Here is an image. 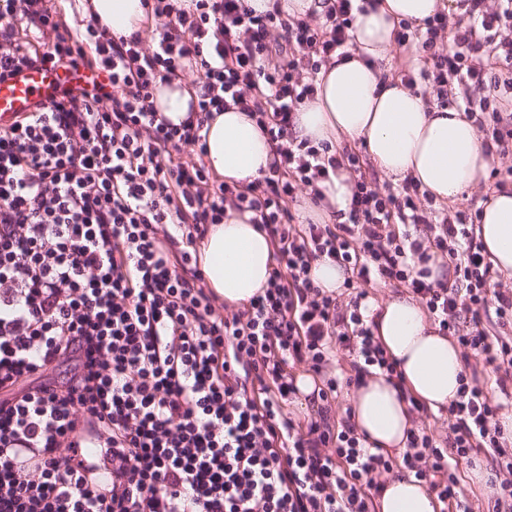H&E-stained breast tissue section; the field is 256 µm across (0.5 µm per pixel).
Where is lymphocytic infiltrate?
<instances>
[{"mask_svg":"<svg viewBox=\"0 0 512 512\" xmlns=\"http://www.w3.org/2000/svg\"><path fill=\"white\" fill-rule=\"evenodd\" d=\"M371 0H324L322 14L255 12L248 0H146L150 37L74 29L55 0H0V78L51 65L105 69L106 83L65 89L0 124V512H376L384 475L403 469L448 512H474L459 470L494 464L487 512H512V442L498 420L512 389V336L489 334L494 305L512 325V287L494 284L475 227L418 205L420 188H380L352 149L294 138L318 75L355 46L354 13ZM469 23L440 12L419 38L396 35L425 81L426 105L476 103L486 148L512 151V0H468ZM199 68L194 121L157 112V83ZM234 105L276 157L248 183L213 182L204 127ZM356 175L345 222L299 224L298 193ZM270 237L263 294L224 315L190 244L226 210ZM343 267L341 303L315 285L318 260ZM454 266L456 286L430 277ZM377 285L406 288L472 372L448 406L450 435L411 431L399 459L350 419L342 389L364 375L404 381L362 306ZM345 351L351 375L335 373ZM303 365L322 380L315 415L286 410ZM489 367L497 392L474 371Z\"/></svg>","mask_w":512,"mask_h":512,"instance_id":"1","label":"lymphocytic infiltrate"}]
</instances>
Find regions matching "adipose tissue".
<instances>
[{
    "instance_id": "1",
    "label": "adipose tissue",
    "mask_w": 512,
    "mask_h": 512,
    "mask_svg": "<svg viewBox=\"0 0 512 512\" xmlns=\"http://www.w3.org/2000/svg\"><path fill=\"white\" fill-rule=\"evenodd\" d=\"M374 9L356 14V48L347 59L328 65L318 78V93L297 113L295 137L326 142L331 150L361 143L385 176L411 178L436 202L456 201L486 179L494 159L472 119L454 109L427 106L422 95L400 80L384 76L380 64L396 47L400 21L420 23L440 10L460 14L459 0H374ZM83 17L130 35L147 26L143 0H80ZM193 90L181 80L158 85L155 107L173 123L189 115ZM274 158L270 142L254 120L231 108L208 122L205 159L227 183L262 177ZM353 182L345 170L320 185V204L304 202L314 223L333 224L347 212ZM476 234L494 268L512 275V189L489 195L476 219ZM270 237L249 214L227 211L210 225L198 244V260L208 288L231 308L262 294L272 269ZM373 332L395 359L408 393L436 410L457 396L464 371L461 352L426 319L412 297L397 295L373 304ZM351 417L360 433L388 452L404 449L413 428L409 405L386 376L361 380L351 395ZM377 512H438L439 505L412 474L385 484Z\"/></svg>"
}]
</instances>
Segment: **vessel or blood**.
<instances>
[{
    "mask_svg": "<svg viewBox=\"0 0 512 512\" xmlns=\"http://www.w3.org/2000/svg\"><path fill=\"white\" fill-rule=\"evenodd\" d=\"M103 79V72L90 69L72 74L49 66L17 71L0 80V122L17 112L34 111L37 104L49 102L63 88Z\"/></svg>",
    "mask_w": 512,
    "mask_h": 512,
    "instance_id": "b4317fda",
    "label": "vessel or blood"
}]
</instances>
